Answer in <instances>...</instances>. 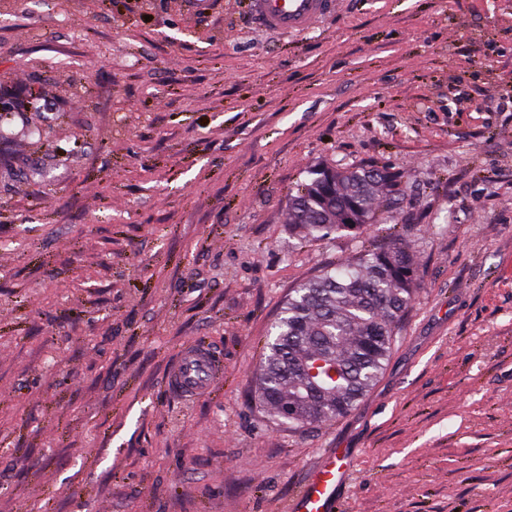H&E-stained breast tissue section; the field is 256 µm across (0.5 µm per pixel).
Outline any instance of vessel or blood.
<instances>
[{
    "instance_id": "vessel-or-blood-1",
    "label": "vessel or blood",
    "mask_w": 512,
    "mask_h": 512,
    "mask_svg": "<svg viewBox=\"0 0 512 512\" xmlns=\"http://www.w3.org/2000/svg\"><path fill=\"white\" fill-rule=\"evenodd\" d=\"M337 0H251L254 24L273 33L301 34L335 10ZM223 373V360L211 348L194 344L182 348L169 368V392L185 398L209 393ZM352 457L349 449L325 454L293 497L290 512H335Z\"/></svg>"
}]
</instances>
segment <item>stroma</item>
<instances>
[{
	"label": "stroma",
	"mask_w": 512,
	"mask_h": 512,
	"mask_svg": "<svg viewBox=\"0 0 512 512\" xmlns=\"http://www.w3.org/2000/svg\"><path fill=\"white\" fill-rule=\"evenodd\" d=\"M0 512H288L351 448L339 512H512V0H0ZM404 177L424 288L335 422L255 398L289 293L368 244L301 242L310 168ZM224 373L184 400L177 352ZM336 0H252L253 23L273 33L301 34L335 10ZM223 373L221 356L205 345L182 348L169 368L165 384L170 393L198 398L209 393Z\"/></svg>",
	"instance_id": "1"
}]
</instances>
